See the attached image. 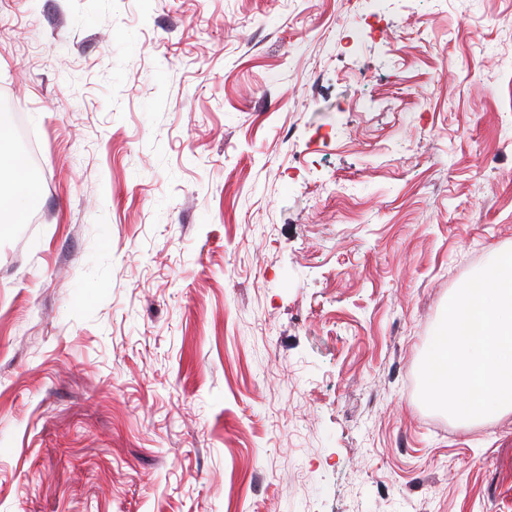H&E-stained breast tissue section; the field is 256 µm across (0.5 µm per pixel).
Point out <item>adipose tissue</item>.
I'll return each mask as SVG.
<instances>
[{"label":"adipose tissue","mask_w":512,"mask_h":512,"mask_svg":"<svg viewBox=\"0 0 512 512\" xmlns=\"http://www.w3.org/2000/svg\"><path fill=\"white\" fill-rule=\"evenodd\" d=\"M17 150L10 128L0 123V227L24 223L38 201L35 182L18 168Z\"/></svg>","instance_id":"ef3b65f1"}]
</instances>
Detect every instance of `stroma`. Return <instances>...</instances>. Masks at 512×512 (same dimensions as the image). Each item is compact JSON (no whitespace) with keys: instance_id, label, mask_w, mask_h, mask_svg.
<instances>
[{"instance_id":"obj_1","label":"stroma","mask_w":512,"mask_h":512,"mask_svg":"<svg viewBox=\"0 0 512 512\" xmlns=\"http://www.w3.org/2000/svg\"><path fill=\"white\" fill-rule=\"evenodd\" d=\"M0 512H512L426 408L512 250V0H0ZM17 150L11 129L0 122V227L4 231L22 224L36 205L39 190L35 182L18 168Z\"/></svg>"}]
</instances>
